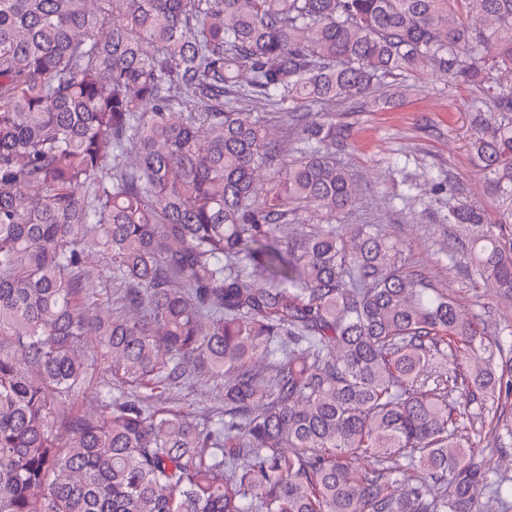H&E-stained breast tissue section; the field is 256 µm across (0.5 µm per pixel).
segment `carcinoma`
<instances>
[{
  "label": "carcinoma",
  "mask_w": 512,
  "mask_h": 512,
  "mask_svg": "<svg viewBox=\"0 0 512 512\" xmlns=\"http://www.w3.org/2000/svg\"><path fill=\"white\" fill-rule=\"evenodd\" d=\"M425 67L479 89L471 145L511 224L512 0H0V512H496L512 496L468 411L502 383L503 347L371 225L285 232L291 203L355 202L336 127L308 124L260 196L279 145L228 102L332 104ZM448 223L512 298V236L467 203ZM104 276L116 308L93 300ZM90 336L131 386L99 411L78 403ZM202 374L224 378L206 426L161 405Z\"/></svg>",
  "instance_id": "obj_1"
}]
</instances>
